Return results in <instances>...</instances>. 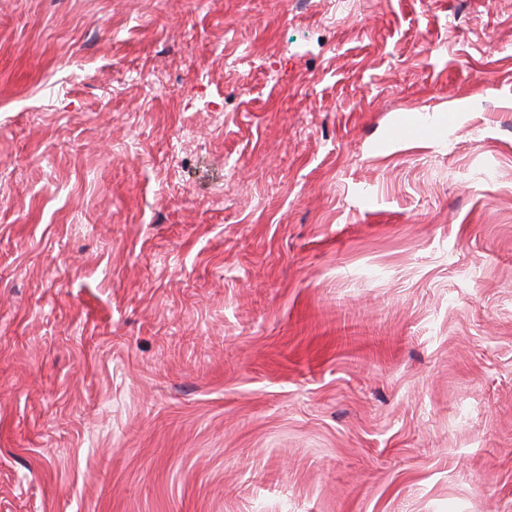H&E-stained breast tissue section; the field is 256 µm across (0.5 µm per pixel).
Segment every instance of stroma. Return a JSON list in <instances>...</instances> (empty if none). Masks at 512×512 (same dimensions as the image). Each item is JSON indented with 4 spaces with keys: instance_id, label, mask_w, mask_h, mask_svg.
Here are the masks:
<instances>
[{
    "instance_id": "1",
    "label": "stroma",
    "mask_w": 512,
    "mask_h": 512,
    "mask_svg": "<svg viewBox=\"0 0 512 512\" xmlns=\"http://www.w3.org/2000/svg\"><path fill=\"white\" fill-rule=\"evenodd\" d=\"M0 512H512V0H0Z\"/></svg>"
}]
</instances>
